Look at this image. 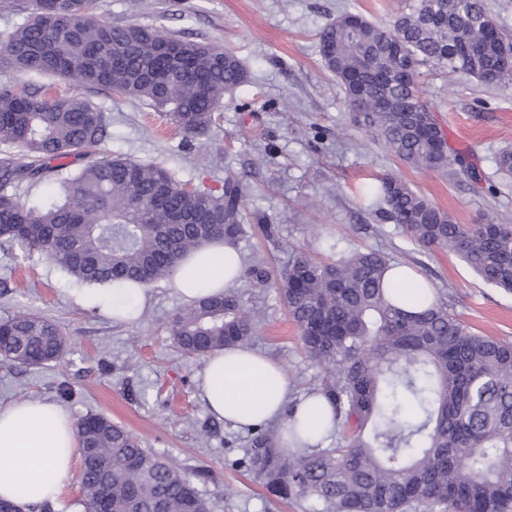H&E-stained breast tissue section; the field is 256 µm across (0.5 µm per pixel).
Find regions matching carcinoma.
<instances>
[{
	"label": "carcinoma",
	"mask_w": 512,
	"mask_h": 512,
	"mask_svg": "<svg viewBox=\"0 0 512 512\" xmlns=\"http://www.w3.org/2000/svg\"><path fill=\"white\" fill-rule=\"evenodd\" d=\"M96 0H21L26 14L0 42L18 73L60 76L166 110L191 141L204 134L224 95L246 81L238 58L209 44L164 35L140 23L114 25ZM321 61L343 88L356 125L400 160L425 169L480 176L417 93L426 65L484 84H512V38L483 0H407L388 25L344 13L319 33ZM105 113L76 96L0 87V238L39 252L76 282L152 285L170 278L202 242L234 246L247 237L246 189L224 179L220 194L180 188L165 167L98 158ZM27 158L16 165L13 152ZM81 162L70 171L58 160ZM53 178L59 199L42 209L16 187ZM426 251L458 255L486 283L512 292V224H458L395 176L371 188ZM393 258L381 250L331 260L294 249L286 266L245 261L243 278L277 290L309 361L323 371L317 393L333 408L336 447L279 446L276 432L252 429L237 465L278 498L312 512H512V343L471 331L448 305L415 293L422 310L397 305L383 281ZM185 354L206 357L250 346L255 312L236 290L203 296L168 324ZM67 341L52 321L22 313L0 321V356L33 366L62 359ZM83 512H210L173 460L103 414L76 424Z\"/></svg>",
	"instance_id": "cac0c4a2"
}]
</instances>
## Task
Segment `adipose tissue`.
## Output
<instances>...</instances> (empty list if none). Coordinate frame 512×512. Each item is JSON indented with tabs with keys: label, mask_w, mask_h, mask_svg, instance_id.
<instances>
[{
	"label": "adipose tissue",
	"mask_w": 512,
	"mask_h": 512,
	"mask_svg": "<svg viewBox=\"0 0 512 512\" xmlns=\"http://www.w3.org/2000/svg\"><path fill=\"white\" fill-rule=\"evenodd\" d=\"M243 260L223 242H207L180 261L168 285L191 302L233 288ZM105 315L122 322L137 320L151 302L148 288L131 282L99 290L91 299ZM291 392L282 367L265 353L228 349L212 355L201 375L199 396L208 410L235 429H247L281 417ZM303 439L323 441L331 428V408L319 395L299 398L295 406ZM0 499L27 507L55 501L72 474L78 448L76 428L66 412L47 401L0 406Z\"/></svg>",
	"instance_id": "adipose-tissue-1"
}]
</instances>
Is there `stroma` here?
I'll use <instances>...</instances> for the list:
<instances>
[{"label":"stroma","instance_id":"obj_1","mask_svg":"<svg viewBox=\"0 0 512 512\" xmlns=\"http://www.w3.org/2000/svg\"><path fill=\"white\" fill-rule=\"evenodd\" d=\"M403 0H98L115 24H147L232 52L247 80L224 96L209 130L185 141L166 113L52 75L18 74L0 63V85L48 87L96 105L110 138L98 157L160 164L184 184L221 189L226 174L248 188L245 208L278 226L274 240L255 235L240 245L280 268L292 249L315 243L323 256L378 249L415 267L439 299L479 335L512 341V294L484 282L457 256L417 247L401 226L377 218L378 201L363 191L393 174L448 211L460 224H512V178L496 155L512 148V86L464 80L426 66L418 80L452 149L463 152L481 182L408 165L375 145L352 120L342 88L322 65L318 34L337 16L359 12L389 22ZM260 306L254 348L283 367L295 396L317 387L320 370L305 356L299 329L276 291L237 286ZM94 289L74 282L39 252L0 240V320L30 312L54 321L67 338L64 358L40 366L0 359V405L41 400L72 419L100 413L172 458L211 512H307L304 502L271 495L236 466L249 432L212 415L198 395L205 361L175 346L167 323L181 307L165 283L135 322H117L91 306Z\"/></svg>","mask_w":512,"mask_h":512}]
</instances>
